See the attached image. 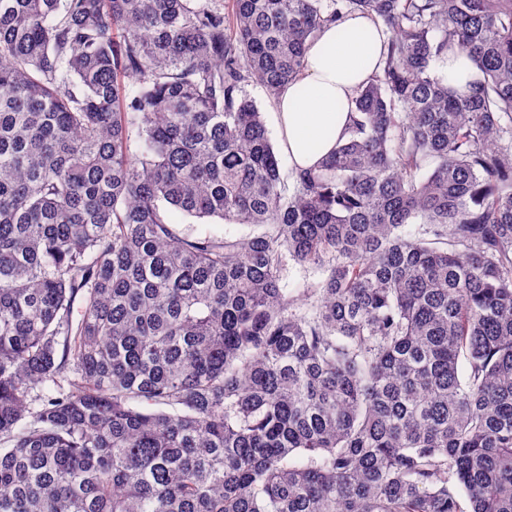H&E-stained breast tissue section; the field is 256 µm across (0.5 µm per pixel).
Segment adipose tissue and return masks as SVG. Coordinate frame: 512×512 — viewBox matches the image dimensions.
Masks as SVG:
<instances>
[{
    "mask_svg": "<svg viewBox=\"0 0 512 512\" xmlns=\"http://www.w3.org/2000/svg\"><path fill=\"white\" fill-rule=\"evenodd\" d=\"M383 36L364 15H346L309 43L298 80L274 104L278 149L290 169L316 166L342 142L356 88L372 74Z\"/></svg>",
    "mask_w": 512,
    "mask_h": 512,
    "instance_id": "1",
    "label": "adipose tissue"
}]
</instances>
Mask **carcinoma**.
Segmentation results:
<instances>
[{
    "mask_svg": "<svg viewBox=\"0 0 512 512\" xmlns=\"http://www.w3.org/2000/svg\"><path fill=\"white\" fill-rule=\"evenodd\" d=\"M352 12L290 191L245 86ZM0 512H512V0H0ZM435 69L440 76L445 77L448 86L454 88L463 87L472 74L471 62L463 52L459 55H448L447 61L435 64ZM174 219L177 224H180L179 229L185 230L193 237H201L206 234H213L222 236L227 234L232 237L246 236L252 232V228L241 224H225L224 221L218 218H185L179 213L174 214ZM322 277L323 275L319 270L302 266L289 260L282 284L288 291H292L295 288H301L307 281H317Z\"/></svg>",
    "mask_w": 512,
    "mask_h": 512,
    "instance_id": "cac0c4a2",
    "label": "carcinoma"
}]
</instances>
